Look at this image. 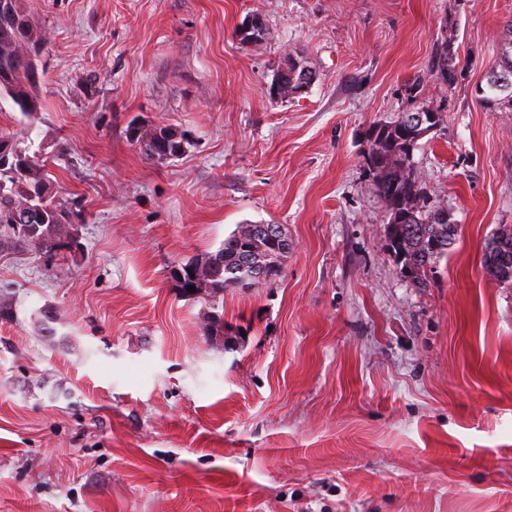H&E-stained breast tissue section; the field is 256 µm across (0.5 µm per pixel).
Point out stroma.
I'll return each instance as SVG.
<instances>
[{"label":"stroma","mask_w":512,"mask_h":512,"mask_svg":"<svg viewBox=\"0 0 512 512\" xmlns=\"http://www.w3.org/2000/svg\"><path fill=\"white\" fill-rule=\"evenodd\" d=\"M23 5L37 109L0 98V136L83 222L52 252L0 226V512H512V280L483 258L512 229V112L476 93L512 0ZM449 35L451 85L430 68ZM291 53L317 78L283 98ZM417 102L442 120L414 169L458 226L423 288L362 156ZM140 124L185 153L145 159ZM242 224L290 249L225 288L212 338L172 272Z\"/></svg>","instance_id":"obj_1"}]
</instances>
